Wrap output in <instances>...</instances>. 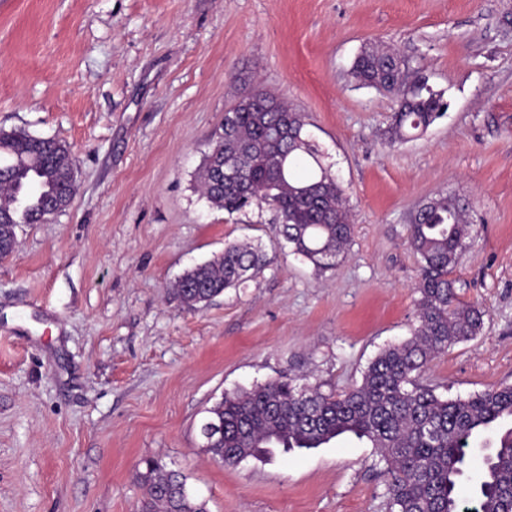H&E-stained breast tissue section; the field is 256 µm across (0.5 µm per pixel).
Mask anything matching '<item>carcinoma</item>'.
I'll return each instance as SVG.
<instances>
[{"label":"carcinoma","mask_w":512,"mask_h":512,"mask_svg":"<svg viewBox=\"0 0 512 512\" xmlns=\"http://www.w3.org/2000/svg\"><path fill=\"white\" fill-rule=\"evenodd\" d=\"M410 70L406 59L377 46L356 56L351 75L363 86L387 92ZM394 113V141L423 133L445 110L444 93L416 77ZM306 115L263 90L241 97L224 112L198 179L201 195L229 215L254 206L272 213L292 251L316 267L332 268L351 239L348 199L332 165L307 130ZM68 147L21 130H0V209L14 221L0 224L5 245L19 224L45 220L66 208L76 181ZM469 204L440 194L417 211L408 244L419 263L417 321L412 336L379 352L362 381L340 395L324 394L295 380H275L224 394L208 410L224 419V440L209 452L226 465L246 457L267 460L274 449L319 448L339 437L368 441L386 466L390 512H459V477L467 450L483 456L478 503L473 512H512V386L462 398H443L420 382L423 369L448 348L478 335L485 310L457 299L449 274L469 238ZM262 262L259 249L229 242L214 260L185 272L177 294L190 306L205 304L251 278ZM138 473L144 495L138 512H207L192 498L186 479L156 460Z\"/></svg>","instance_id":"obj_1"}]
</instances>
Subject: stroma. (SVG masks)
Returning a JSON list of instances; mask_svg holds the SVG:
<instances>
[{"label":"stroma","instance_id":"1","mask_svg":"<svg viewBox=\"0 0 512 512\" xmlns=\"http://www.w3.org/2000/svg\"><path fill=\"white\" fill-rule=\"evenodd\" d=\"M370 44L443 91L417 138L390 141L393 97L351 77ZM257 89L306 114L346 190L335 267L196 189L225 112ZM0 128L68 145L78 185L0 259V512H135L148 458L208 512H388L369 442L227 466L200 425L271 380L342 393L410 337V224L441 193L470 203L451 276L486 316L423 381L450 398L512 385V0H0ZM230 241L261 247L255 277L184 305L177 279Z\"/></svg>","mask_w":512,"mask_h":512}]
</instances>
